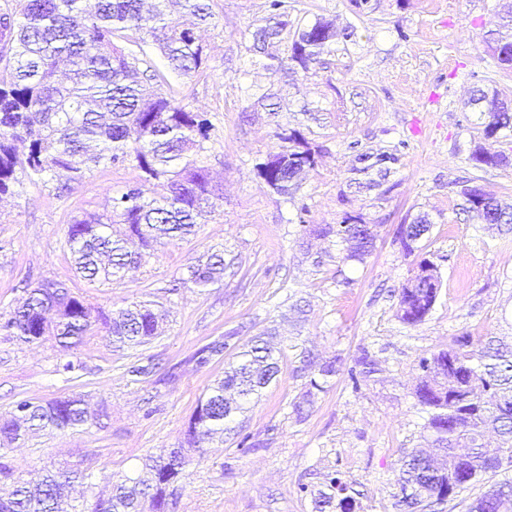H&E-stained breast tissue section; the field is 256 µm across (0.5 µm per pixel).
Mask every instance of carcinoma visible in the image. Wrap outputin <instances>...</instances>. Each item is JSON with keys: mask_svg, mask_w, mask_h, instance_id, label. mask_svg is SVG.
Here are the masks:
<instances>
[{"mask_svg": "<svg viewBox=\"0 0 512 512\" xmlns=\"http://www.w3.org/2000/svg\"><path fill=\"white\" fill-rule=\"evenodd\" d=\"M17 7L0 12V196L15 194L24 182L62 180L67 189L100 164L133 161L145 181L165 179L168 194L156 199L132 187L111 199V210L76 219L68 227V243L75 270L91 282L112 281L125 269L141 263L143 254L131 249L138 241L147 249L162 239L177 240L192 232L205 210L215 211L220 195L207 168L190 158L204 150L211 125L200 113L163 94L157 71L140 69L143 44L150 38L171 70L193 77L205 64V51L196 34L200 24L214 19L208 0H153L146 10L143 0H98L89 12L84 0H16ZM284 0H271L265 24L251 33L253 53L280 65L278 43L286 27ZM336 37L327 21L317 20L297 32L290 60L306 69ZM119 38L127 43L120 46ZM492 55L512 66V22L492 38ZM468 105L482 110L488 121V139L503 129L512 130V104L499 93L477 90ZM279 138L288 143L270 154L258 176L274 192L288 195L297 180L315 165L314 152L301 133L292 130ZM473 160L498 166L503 155L480 148ZM461 210L482 224H512V207L504 208L480 186L461 190ZM120 228H115V225ZM424 217L403 224L399 238L405 251L429 233ZM318 237L336 234L347 245L346 258L361 260L374 247L368 224L316 226ZM227 264L224 254L213 253L193 266L189 281L196 287L217 283ZM441 280L430 260L423 258L414 275L398 291L396 318L407 326L422 323L431 312ZM54 311V319L45 313ZM161 315L148 304H135L111 316L95 311L80 296L62 285L41 280L27 289L26 297L0 329L17 340L34 344L51 336L65 350H74L93 336L96 324L106 329L112 342L128 348L142 346L158 334ZM229 357L224 377L199 400L189 421L188 447L173 448L151 457L134 476L112 484L104 498L95 484L86 483L93 500L85 508L64 497V487L87 479L78 471L47 473L31 486L14 477L4 462L11 446L33 427L65 430L88 424L92 416H107L102 405L92 414L84 400L68 396L45 403L21 400L26 413L0 418V483L13 490L0 496V512H175L177 487L190 453L201 438L228 432L246 454L258 447L251 435L232 426L247 404L279 373L274 349L260 336L239 344L235 336H221L196 354L197 365ZM338 357L323 359L304 350L297 371L308 378V389L291 404L296 421L305 420L315 392L338 373ZM420 374L414 395L429 417L424 426L427 449H417L400 461L395 495L398 512H444L448 503L481 484L467 512H501L512 501V477H499L503 465L512 467V343L489 337L473 341L458 336L448 348L419 359ZM499 437L490 453L483 439ZM317 512H355L361 492L341 478L328 474L310 489Z\"/></svg>", "mask_w": 512, "mask_h": 512, "instance_id": "obj_1", "label": "carcinoma"}]
</instances>
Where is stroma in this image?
<instances>
[{"label":"stroma","instance_id":"35a3bbf8","mask_svg":"<svg viewBox=\"0 0 512 512\" xmlns=\"http://www.w3.org/2000/svg\"><path fill=\"white\" fill-rule=\"evenodd\" d=\"M211 6L215 23L198 32L206 53L200 75L180 77L145 49L164 76L162 92L211 123L199 158L221 198L193 235L155 243L112 282H91L74 271L69 224L103 213L132 186L162 195L165 180L145 181L128 161L93 168L63 193L51 180L0 197V313L18 305L26 281L48 279L108 314L144 302L164 315L160 335L134 349L113 348L98 329L73 354L84 364L73 373L59 370L71 354L54 338L28 346L0 331V416L20 399L75 393L109 412L100 425L15 443L10 461L25 479L77 463L108 489L147 456L186 444L199 398L224 375L223 360L198 366V350L232 330L244 343L271 331L280 373L241 418L262 448L244 454L230 438L202 442L176 512H314L301 489L313 472L336 473L362 491L356 512H395L399 462L421 445L428 418L414 395L420 357L456 336H512V230L460 210L466 184L512 205V132L484 138V115L467 106L479 89L512 100V69L483 41L512 0H288L285 61L275 71L251 50L269 0ZM318 19L338 37L304 69L288 58L293 33ZM289 129L301 132L316 165L284 196L256 166L279 151L278 135ZM481 147L505 163L477 167L472 155ZM379 153L391 160L372 187L360 158ZM419 215L431 231L409 254L398 230ZM318 224L374 225V248L363 260L346 259L339 237L310 234ZM217 250L232 263L223 280L188 284L189 267ZM424 257L442 287L426 320L408 327L396 317V292ZM305 348L341 363L298 423L289 405L305 387L294 372ZM365 351L378 371L351 380ZM147 359L153 376L130 375L131 363Z\"/></svg>","mask_w":512,"mask_h":512}]
</instances>
